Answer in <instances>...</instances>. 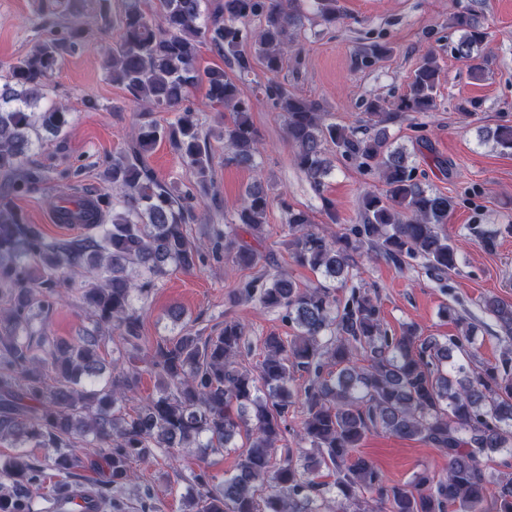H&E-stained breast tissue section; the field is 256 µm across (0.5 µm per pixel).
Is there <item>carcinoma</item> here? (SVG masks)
I'll use <instances>...</instances> for the list:
<instances>
[{
  "mask_svg": "<svg viewBox=\"0 0 512 512\" xmlns=\"http://www.w3.org/2000/svg\"><path fill=\"white\" fill-rule=\"evenodd\" d=\"M112 15L118 38L108 55L112 83L124 86L150 109L175 113L167 127L141 124L127 149L105 172L110 190L98 208L78 200L60 214L65 224H90L92 235L49 240L25 222L11 197L32 192L41 182L30 165L43 130L57 137L68 125L66 107L48 101L51 77L66 46L83 30L68 21L67 42L49 39L9 65L0 82V173L8 183L0 194V440L16 451L0 456V512H33L34 489L46 471L57 477L56 493L67 492L94 466L106 480L97 492L111 512H125L123 491L131 466L155 451L198 448L201 454L236 447L245 435L235 472L216 486L206 467L188 478L189 512H512V466H490L494 455L512 457V349L496 362L478 360V326L457 319L458 336L422 337L410 324L392 336L380 310L360 288L342 303L336 284L354 277L356 256L369 252L402 263L420 258L444 274L458 264L456 240L441 230L453 200L425 187L403 147L389 142L393 116L385 102L368 106V125L349 127L329 119L318 100L301 98L278 80L303 26L300 0H219L204 13V0H119ZM326 25L341 20L337 0H313ZM259 21L252 31L247 24ZM450 28L460 33L455 56L474 79L488 68V33L469 8L453 13ZM255 55L240 51L248 37ZM228 60L239 77L260 63L269 78L261 93L285 114V135L293 162L316 194L333 169L329 150L375 168L383 192L361 198L363 223L351 233L329 235L308 211L286 200L288 239L294 262L320 275L297 284L285 271L260 267L262 252L244 240L261 242L267 211L274 201L256 178L245 189L235 217L207 228L209 246L191 240L186 224L209 205L190 190L160 182L144 155L168 140L193 169L197 183L211 179L207 134L189 105L192 89L206 86L207 97L229 112L224 119V163L257 167L263 142L251 120V102L220 67H199L200 48ZM440 66L426 53L396 108L432 112L437 108ZM503 151L512 152V125L489 130ZM110 216V223L101 219ZM225 258L240 269L257 270L244 281L240 297L280 310L294 330L288 340L268 336L253 369L239 363L244 325L224 322L206 339L191 328L141 356V315L145 299L169 272L190 270L208 259ZM70 288L86 306L94 329L73 342L48 332L45 317ZM501 336L512 339V302L484 299ZM119 336H112V331ZM126 359L109 370L102 351L114 339ZM158 380L157 394L129 412L142 374ZM307 374L300 441L307 448L278 453L293 405L291 384ZM420 440L448 456V472L437 477L423 469L407 483H391L367 457L355 452L370 432ZM44 448L39 460L28 449ZM333 481H327V478Z\"/></svg>",
  "mask_w": 512,
  "mask_h": 512,
  "instance_id": "obj_1",
  "label": "carcinoma"
}]
</instances>
